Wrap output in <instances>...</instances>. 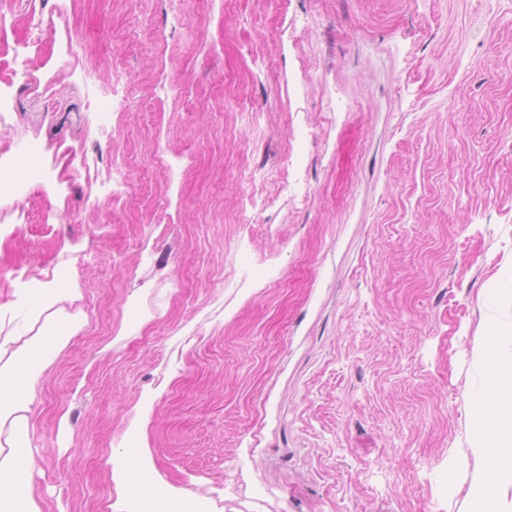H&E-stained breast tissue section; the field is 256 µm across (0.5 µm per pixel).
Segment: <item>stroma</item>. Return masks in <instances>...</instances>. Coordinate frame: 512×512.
I'll return each mask as SVG.
<instances>
[{
  "instance_id": "obj_1",
  "label": "stroma",
  "mask_w": 512,
  "mask_h": 512,
  "mask_svg": "<svg viewBox=\"0 0 512 512\" xmlns=\"http://www.w3.org/2000/svg\"><path fill=\"white\" fill-rule=\"evenodd\" d=\"M0 327L66 268L42 512L140 441L193 512H471L512 260V0H0ZM72 39H65V32Z\"/></svg>"
}]
</instances>
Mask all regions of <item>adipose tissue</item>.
Returning a JSON list of instances; mask_svg holds the SVG:
<instances>
[{"instance_id": "obj_1", "label": "adipose tissue", "mask_w": 512, "mask_h": 512, "mask_svg": "<svg viewBox=\"0 0 512 512\" xmlns=\"http://www.w3.org/2000/svg\"><path fill=\"white\" fill-rule=\"evenodd\" d=\"M496 282L485 298L477 349L481 381L466 393L473 413L469 445L483 460L470 491L473 512H512V318L501 313L512 303V275ZM81 298L79 281L54 271L32 288L22 324L0 336V512H41L30 478L38 453L29 416L32 385L85 327L76 307ZM124 490L138 512H187L177 493L160 486L146 491L137 471H129Z\"/></svg>"}]
</instances>
